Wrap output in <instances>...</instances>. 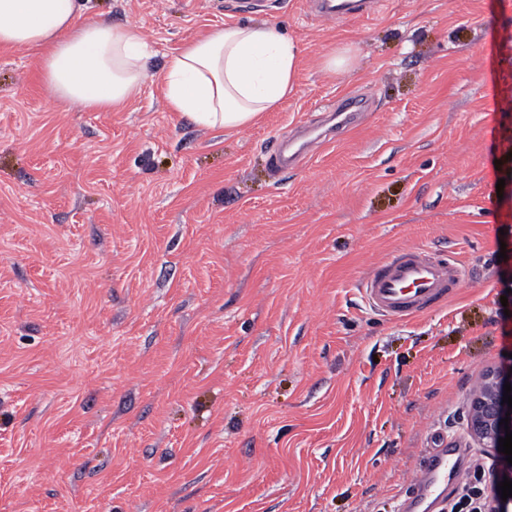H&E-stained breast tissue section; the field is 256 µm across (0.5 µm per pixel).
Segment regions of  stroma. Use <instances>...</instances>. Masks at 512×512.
Wrapping results in <instances>:
<instances>
[{
  "label": "stroma",
  "mask_w": 512,
  "mask_h": 512,
  "mask_svg": "<svg viewBox=\"0 0 512 512\" xmlns=\"http://www.w3.org/2000/svg\"><path fill=\"white\" fill-rule=\"evenodd\" d=\"M91 0L154 51L140 95L85 110L0 49V512H399L435 438L512 366V0ZM300 49L243 129L170 111L167 55L227 23ZM338 48L353 59L325 67ZM368 114L275 170L267 145ZM404 245L468 284L393 321L357 284ZM314 5L324 19H335L340 14L368 15L370 7L366 0H317ZM363 108L362 99L359 97H349L340 100V103L336 107V114L331 115V120L336 119V133L346 127H350L356 124L362 112H359Z\"/></svg>",
  "instance_id": "obj_1"
}]
</instances>
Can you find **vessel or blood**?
<instances>
[{"instance_id": "1", "label": "vessel or blood", "mask_w": 512, "mask_h": 512, "mask_svg": "<svg viewBox=\"0 0 512 512\" xmlns=\"http://www.w3.org/2000/svg\"><path fill=\"white\" fill-rule=\"evenodd\" d=\"M315 9L321 18L333 19L342 14L367 15L369 4L367 0H316ZM362 107L360 98L342 99L336 108V124L324 130V137H333L336 129L355 125ZM306 148L302 137L287 143L273 141L269 150L271 164L279 171L290 169ZM469 278L467 267L457 256L406 245L374 265L360 280L358 290L376 314L389 320H406L447 301ZM460 454L459 444L444 439L427 449L406 482L402 512H437L459 475Z\"/></svg>"}]
</instances>
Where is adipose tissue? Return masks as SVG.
Segmentation results:
<instances>
[{
	"label": "adipose tissue",
	"mask_w": 512,
	"mask_h": 512,
	"mask_svg": "<svg viewBox=\"0 0 512 512\" xmlns=\"http://www.w3.org/2000/svg\"><path fill=\"white\" fill-rule=\"evenodd\" d=\"M87 0H0V47L33 51L50 94L86 109H119L149 76L151 48L136 24L80 22ZM293 41L265 25L230 24L168 56L170 110L233 130L255 123L292 91Z\"/></svg>",
	"instance_id": "1"
}]
</instances>
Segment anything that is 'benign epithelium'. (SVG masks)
<instances>
[{
	"mask_svg": "<svg viewBox=\"0 0 512 512\" xmlns=\"http://www.w3.org/2000/svg\"><path fill=\"white\" fill-rule=\"evenodd\" d=\"M507 382L512 384V378L498 371L489 373L473 395L469 412L470 433L487 457L495 462L494 475L499 483L506 478L512 480V465L506 462L505 454L499 452V439L506 436L500 422L504 421L506 414H512V409L502 403Z\"/></svg>",
	"mask_w": 512,
	"mask_h": 512,
	"instance_id": "1",
	"label": "benign epithelium"
}]
</instances>
